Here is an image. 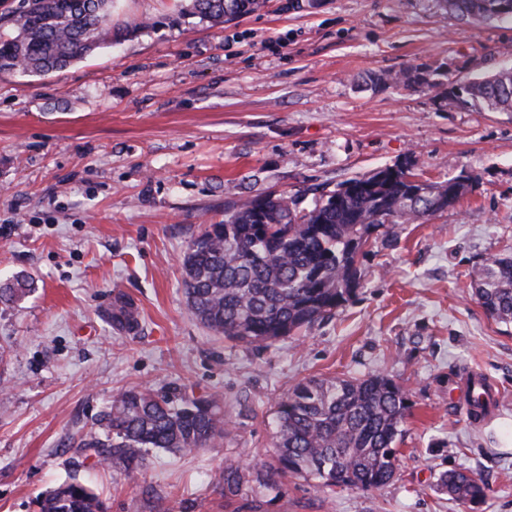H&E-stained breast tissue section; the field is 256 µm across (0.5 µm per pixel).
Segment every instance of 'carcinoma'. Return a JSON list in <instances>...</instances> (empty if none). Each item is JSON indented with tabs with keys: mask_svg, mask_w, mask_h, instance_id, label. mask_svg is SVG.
<instances>
[{
	"mask_svg": "<svg viewBox=\"0 0 512 512\" xmlns=\"http://www.w3.org/2000/svg\"><path fill=\"white\" fill-rule=\"evenodd\" d=\"M462 17L506 18L502 0H444ZM263 0H187L186 15L209 27L249 14ZM114 0H19L0 15V72L21 70L46 75L150 26L112 24ZM428 82L407 67L380 72L375 85L403 88ZM448 100L478 112L512 113V66L448 83ZM473 180L433 181L406 166H387L356 175L302 206L301 197L269 191L224 205V222L208 224L180 257L186 312L213 335L245 345H270L327 320L355 296L358 258L367 254L373 233L385 224L423 223L459 205ZM474 295L495 321L512 325V254H496L473 268ZM35 290L34 279L17 275L0 284V302L18 304ZM105 322L122 334L139 330V312L116 293L103 311ZM471 416L496 406L485 379ZM405 389L384 375L319 379L296 383L276 405V455L261 466H225L224 497L253 481L274 491L279 479L303 477L334 491L378 490L398 468L397 441L409 416ZM228 420L220 403L185 389L167 392L132 387L115 396L101 414L98 429L80 437L79 447L100 454L128 474L144 466L145 452L191 453L224 439ZM448 499L476 503L487 492L480 475L453 469L441 474ZM39 512H105L86 482L70 477L37 503Z\"/></svg>",
	"mask_w": 512,
	"mask_h": 512,
	"instance_id": "1",
	"label": "carcinoma"
}]
</instances>
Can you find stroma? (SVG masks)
Returning <instances> with one entry per match:
<instances>
[{
    "label": "stroma",
    "mask_w": 512,
    "mask_h": 512,
    "mask_svg": "<svg viewBox=\"0 0 512 512\" xmlns=\"http://www.w3.org/2000/svg\"><path fill=\"white\" fill-rule=\"evenodd\" d=\"M184 0H117L149 28L45 76L0 73V282L35 292L0 304V512H37L69 475L107 512H512V327L479 305L469 274L512 253V115L450 104L443 87L370 88L409 66L461 82L512 63V20H475L443 0H264L223 28ZM393 165L474 188L424 224H388L360 258L335 317L265 347L191 319L179 257L226 200L331 191ZM137 334L101 312L115 293ZM484 375L497 400L469 421L460 394ZM382 374L410 416L395 478L323 492L287 478L225 500V465L271 462L275 405L300 379ZM186 387L220 399L229 433L185 455L152 449L128 474L79 448L113 394ZM466 469L489 485L462 506L436 489ZM35 290L34 279L29 275H17L12 280L0 284V302L18 304ZM105 322L122 334H134L139 330V312L134 303L123 293H116L110 305L103 311Z\"/></svg>",
    "instance_id": "35a3bbf8"
}]
</instances>
